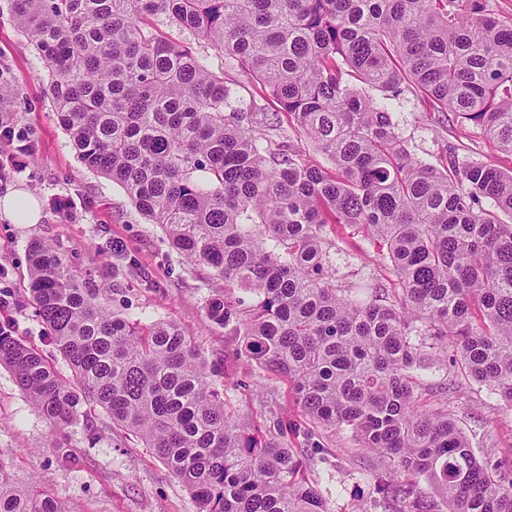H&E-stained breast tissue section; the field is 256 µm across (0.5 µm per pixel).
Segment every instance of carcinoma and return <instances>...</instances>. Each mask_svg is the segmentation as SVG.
Wrapping results in <instances>:
<instances>
[{
	"mask_svg": "<svg viewBox=\"0 0 512 512\" xmlns=\"http://www.w3.org/2000/svg\"><path fill=\"white\" fill-rule=\"evenodd\" d=\"M12 2L82 164L118 184L188 265L255 296L210 299L211 320L243 337L248 360L293 382L310 420L396 463L402 479L376 475L379 508L512 512V478L475 454L452 416L420 410L413 390V372L440 352L512 405V170L452 148L441 168L419 160L391 111L409 92L512 154V19L488 0ZM168 25L195 46L169 40ZM224 59L263 85L332 169L263 109L233 104ZM329 224L387 243L401 306L336 287ZM28 261L30 299L73 380L7 323L0 366L53 427L101 407L197 512H329L304 476L325 448L288 443L308 432L273 413L263 430L228 413L178 325L114 308V288L51 244L31 242ZM0 512L66 510L17 489L0 463Z\"/></svg>",
	"mask_w": 512,
	"mask_h": 512,
	"instance_id": "1",
	"label": "carcinoma"
}]
</instances>
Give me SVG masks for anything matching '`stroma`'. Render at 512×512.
<instances>
[{
    "label": "stroma",
    "mask_w": 512,
    "mask_h": 512,
    "mask_svg": "<svg viewBox=\"0 0 512 512\" xmlns=\"http://www.w3.org/2000/svg\"><path fill=\"white\" fill-rule=\"evenodd\" d=\"M224 76L242 104H256L287 124V114L278 111L236 61L225 63ZM0 81L8 85L0 94V121L32 135L22 172L0 184V197L29 192L42 209L36 224L13 223L0 211V284L11 292V303L0 310V318L12 321L17 336L39 349L62 375H69L29 302L27 247L34 240L53 244L76 255L80 268L117 284L116 299L129 300L137 315L177 324L209 367L227 376V401L256 427L264 426L272 409L285 419L302 421V408L287 380L237 357L238 337L226 335L223 326L208 317L209 299L226 292L223 282L209 279L204 269L188 271L163 231L138 213L124 190L78 160L53 113L43 63L19 31L10 0H0ZM393 120L410 153L425 162L442 165L441 147L448 143L460 158L512 167V156L502 153L480 128L449 112L426 111L413 95L394 102ZM326 236L337 287L366 283L394 294L399 282L387 251L363 229L331 224ZM417 376L424 408L447 406L476 454L493 457L501 472L512 476V405L466 377L449 378L446 362L436 358ZM316 436L335 450L313 474L330 512H377L379 495L372 474L383 468L382 459L360 448L349 431L332 434L320 429ZM56 439L70 446L75 462L58 458L51 446ZM0 460L7 464L15 487L47 492L67 512H197L189 491L138 438L113 425L105 411L86 407L76 425L55 432L3 366Z\"/></svg>",
    "instance_id": "35a3bbf8"
}]
</instances>
